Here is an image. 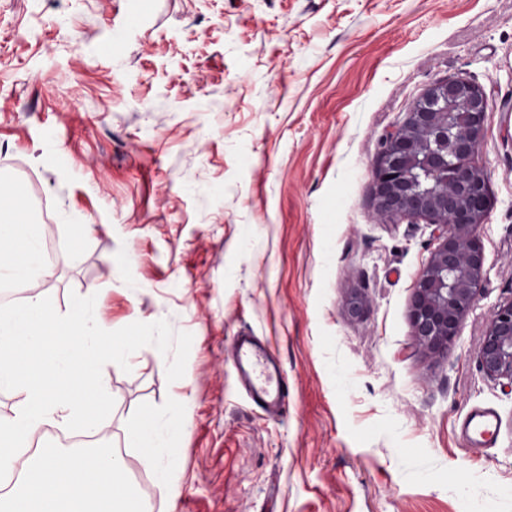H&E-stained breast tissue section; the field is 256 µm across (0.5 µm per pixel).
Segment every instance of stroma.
Here are the masks:
<instances>
[{
	"mask_svg": "<svg viewBox=\"0 0 512 512\" xmlns=\"http://www.w3.org/2000/svg\"><path fill=\"white\" fill-rule=\"evenodd\" d=\"M457 77L490 99V207L480 290L436 359L409 313L438 232L375 217L373 164ZM0 170L69 248L41 287L56 310L91 290L103 329L193 336L175 382L152 346L104 367L105 439L150 512L129 436L175 404L176 512H512V385L477 357L512 299V0H0ZM243 332L282 365L280 414L240 384ZM475 408L500 426L478 453L458 432Z\"/></svg>",
	"mask_w": 512,
	"mask_h": 512,
	"instance_id": "35a3bbf8",
	"label": "stroma"
}]
</instances>
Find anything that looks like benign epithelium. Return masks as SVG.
Returning a JSON list of instances; mask_svg holds the SVG:
<instances>
[{
    "mask_svg": "<svg viewBox=\"0 0 512 512\" xmlns=\"http://www.w3.org/2000/svg\"><path fill=\"white\" fill-rule=\"evenodd\" d=\"M490 103L478 85L456 78L430 86L382 141L373 170L378 216L387 224L424 219L439 243L423 268L410 307L416 345L437 358L459 338L484 276L478 236L488 208L487 176L476 156ZM453 141L458 162L438 151L420 154L415 135ZM477 356L493 380L512 384V300L490 314Z\"/></svg>",
    "mask_w": 512,
    "mask_h": 512,
    "instance_id": "7a95c632",
    "label": "benign epithelium"
}]
</instances>
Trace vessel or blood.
<instances>
[{
  "label": "vessel or blood",
  "instance_id": "1",
  "mask_svg": "<svg viewBox=\"0 0 512 512\" xmlns=\"http://www.w3.org/2000/svg\"><path fill=\"white\" fill-rule=\"evenodd\" d=\"M232 359L250 400L266 412H278L286 397L285 383L276 359L266 346L254 337L238 336ZM460 434L472 450H480L495 443L498 420L490 411L473 410L462 422Z\"/></svg>",
  "mask_w": 512,
  "mask_h": 512
}]
</instances>
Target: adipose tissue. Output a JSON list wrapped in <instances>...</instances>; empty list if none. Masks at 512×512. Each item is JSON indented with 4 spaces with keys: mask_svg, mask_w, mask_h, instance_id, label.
Returning <instances> with one entry per match:
<instances>
[{
    "mask_svg": "<svg viewBox=\"0 0 512 512\" xmlns=\"http://www.w3.org/2000/svg\"><path fill=\"white\" fill-rule=\"evenodd\" d=\"M29 212L28 195L21 185L0 186V277L34 288L47 282L53 270L43 260L42 232ZM183 427L179 413L174 412L167 419L156 418L140 426L131 437L133 447L141 451L144 465L152 470L169 512H174L179 490L158 451L166 447L168 437Z\"/></svg>",
    "mask_w": 512,
    "mask_h": 512,
    "instance_id": "obj_1",
    "label": "adipose tissue"
}]
</instances>
